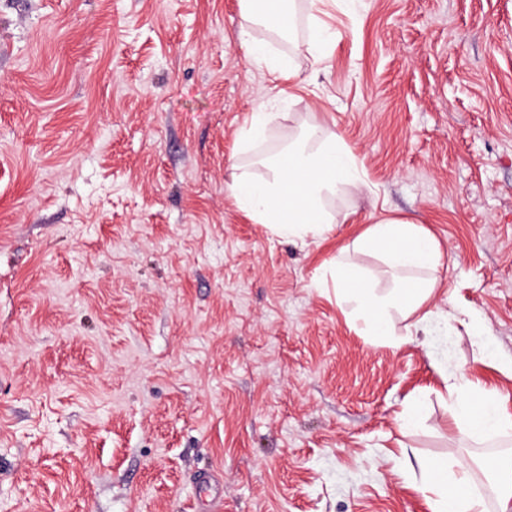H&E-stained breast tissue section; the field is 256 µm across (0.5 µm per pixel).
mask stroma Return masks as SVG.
<instances>
[{
	"instance_id": "35a3bbf8",
	"label": "stroma",
	"mask_w": 512,
	"mask_h": 512,
	"mask_svg": "<svg viewBox=\"0 0 512 512\" xmlns=\"http://www.w3.org/2000/svg\"><path fill=\"white\" fill-rule=\"evenodd\" d=\"M291 13L282 40L250 26L286 85L239 0H0V512H194L208 471L223 512H430L422 460L512 457L444 388L512 418V0ZM313 125L362 182L301 243L229 187ZM387 218L440 253V316L398 346L323 285L340 255L394 288L358 245ZM248 28H242L240 31V40L244 44L249 45V56L251 62L261 68L265 67L267 71L277 78L291 79L294 76V68L290 61L284 59H276L272 56L263 45L255 42H248ZM275 117L273 112H254L247 125L240 131V140L245 147L263 138ZM474 400L464 397L460 402V416L455 423L458 429L469 437L485 438L501 431L507 424L497 402L489 396L481 397V412L474 414Z\"/></svg>"
}]
</instances>
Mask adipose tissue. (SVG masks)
Returning <instances> with one entry per match:
<instances>
[{
  "instance_id": "obj_1",
  "label": "adipose tissue",
  "mask_w": 512,
  "mask_h": 512,
  "mask_svg": "<svg viewBox=\"0 0 512 512\" xmlns=\"http://www.w3.org/2000/svg\"><path fill=\"white\" fill-rule=\"evenodd\" d=\"M308 135L318 138V148L289 147L272 159L269 178L241 177L230 186L236 204L256 223L291 240L324 235L329 228L324 198L335 195L343 184L359 181L355 160L337 135L319 138L314 127ZM361 244L380 252L396 269H431L439 259L433 237L397 218L371 225ZM330 275L340 298L351 304L363 334L373 340L392 342L391 316L395 310L409 309L417 314L421 326L432 315L428 304L436 292L434 280H403L392 294L383 295L352 264H335ZM460 409L456 425L470 437L494 435L507 424L497 402L489 396L482 397L477 404L471 398H463ZM416 491L427 501L430 512H486L468 468L460 467L456 475H449L448 461L444 458L424 463L423 478Z\"/></svg>"
}]
</instances>
